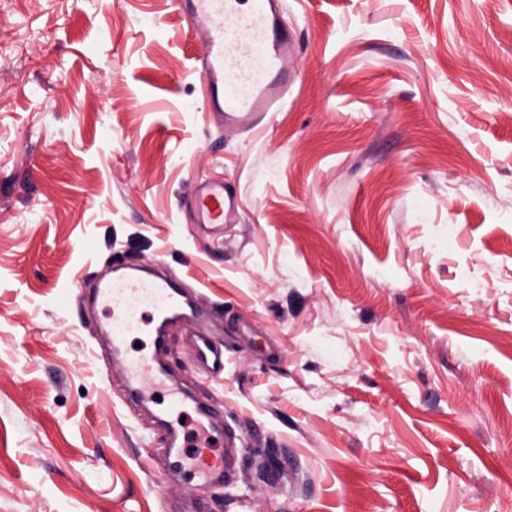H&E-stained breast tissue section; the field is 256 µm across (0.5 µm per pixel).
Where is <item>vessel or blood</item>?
Returning <instances> with one entry per match:
<instances>
[{
    "label": "vessel or blood",
    "instance_id": "vessel-or-blood-1",
    "mask_svg": "<svg viewBox=\"0 0 512 512\" xmlns=\"http://www.w3.org/2000/svg\"><path fill=\"white\" fill-rule=\"evenodd\" d=\"M194 33L207 39L210 51L197 66L207 90V107L231 122L259 123L280 111L292 83L294 41L283 27L280 0H180ZM203 224L223 223L233 199L217 180L201 181L194 198ZM111 312L113 344L142 334L144 315L167 320L186 316L173 282L162 275H120L97 290ZM128 380L159 377L156 357L144 352L124 361Z\"/></svg>",
    "mask_w": 512,
    "mask_h": 512
}]
</instances>
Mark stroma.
Here are the masks:
<instances>
[{
	"label": "stroma",
	"instance_id": "1",
	"mask_svg": "<svg viewBox=\"0 0 512 512\" xmlns=\"http://www.w3.org/2000/svg\"><path fill=\"white\" fill-rule=\"evenodd\" d=\"M282 16L288 103L246 128L174 0H0V512H512V0ZM118 265L196 302L124 341L170 365L136 402L88 302ZM172 430L234 436L230 482L167 472ZM198 221L202 224H222L233 207V199L224 189L223 181H201L194 198Z\"/></svg>",
	"mask_w": 512,
	"mask_h": 512
}]
</instances>
